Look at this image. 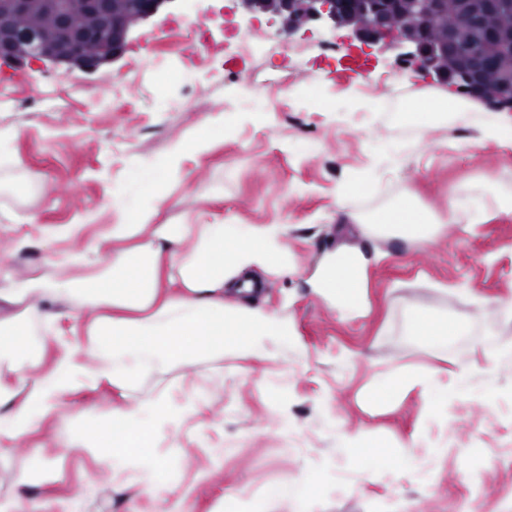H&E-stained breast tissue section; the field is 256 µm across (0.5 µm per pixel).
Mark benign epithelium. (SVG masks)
Wrapping results in <instances>:
<instances>
[{
    "instance_id": "obj_1",
    "label": "benign epithelium",
    "mask_w": 512,
    "mask_h": 512,
    "mask_svg": "<svg viewBox=\"0 0 512 512\" xmlns=\"http://www.w3.org/2000/svg\"><path fill=\"white\" fill-rule=\"evenodd\" d=\"M176 0H130L126 15L114 13V0H0V60L16 59L14 43L19 37L34 40L22 30L19 20L36 4L54 17L56 41L37 49L30 58L50 62L59 68L78 66L95 70L119 59L135 27L151 20L160 11L174 7ZM246 16L268 15L280 22L289 36L312 26L346 29L349 40L362 48L395 51L396 59L424 76L479 98L481 76L492 65L482 51L466 52L458 39V29H480L484 38L504 54L512 53V28L487 29L486 20L512 10V0H457L456 23L440 38L432 35V24L445 0H237ZM81 10L93 24L76 28L71 22L74 9ZM455 54L459 66L452 72L440 64Z\"/></svg>"
}]
</instances>
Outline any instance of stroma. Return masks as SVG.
Returning <instances> with one entry per match:
<instances>
[{
  "label": "stroma",
  "mask_w": 512,
  "mask_h": 512,
  "mask_svg": "<svg viewBox=\"0 0 512 512\" xmlns=\"http://www.w3.org/2000/svg\"><path fill=\"white\" fill-rule=\"evenodd\" d=\"M278 29L268 16H241L234 0H183L140 25L122 57L96 70L26 58L0 64V89L28 103L0 111V278L92 275L82 266L53 272L45 250L17 241L93 212L95 224L63 243L83 251L115 220L113 187L219 123L224 131L210 148L186 152L163 184L167 200L154 223L284 224L294 268L265 276L258 297L292 319L286 359L228 354L190 368L208 391L210 406L195 417L207 429L175 438L179 469L165 498L99 480L93 457L53 444L47 428L0 464V500L14 493L12 464L43 450L61 465L54 482L36 477L28 487L39 512L62 501L78 512H172L182 498L191 512H248L255 503L281 512L272 490L302 478L320 492L299 512H512V365L489 362L485 346L489 336L512 343V208L501 199L512 142L486 139L472 119L442 118L422 135L399 124L396 113L441 103L446 85L397 64L392 52L350 49L347 31L300 32L272 58L240 51L247 32ZM157 64L194 69V94L154 83ZM388 143L403 148L398 167L383 156ZM366 180L373 189L355 191ZM404 200L446 220L432 242L415 247L368 230ZM476 204L482 222L470 231ZM335 251L370 257L362 308L349 316L310 286ZM422 314L455 322L467 350L421 344L408 328ZM468 366L476 393L456 399L446 418L425 420L416 388L370 396L391 376L422 370L449 388ZM416 437L445 448L423 453L418 472L401 460L359 458L362 443L389 455ZM217 445L224 462L213 470ZM204 469L208 477L197 480Z\"/></svg>",
  "instance_id": "35a3bbf8"
}]
</instances>
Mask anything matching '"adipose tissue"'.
<instances>
[{
	"label": "adipose tissue",
	"mask_w": 512,
	"mask_h": 512,
	"mask_svg": "<svg viewBox=\"0 0 512 512\" xmlns=\"http://www.w3.org/2000/svg\"><path fill=\"white\" fill-rule=\"evenodd\" d=\"M214 135L211 128L199 129L191 143H175L165 160L144 165L133 186L113 191L116 220L84 253L55 251L51 239L43 240L49 265H96L99 273L76 281L42 276L0 289V300L22 307L20 313L0 317V404L10 405L0 414V460L9 455L7 443L59 418L64 425L55 442L96 455L110 483L162 496L171 489L166 475L176 460L158 452L156 438L176 435L208 404L207 396L193 388L180 406H170L171 369L228 353L275 362L288 349L292 322L287 313L249 301L256 293L255 271L288 272L284 225L151 221L166 200L161 185L176 175L186 148L204 152ZM443 226L406 203L378 220L380 236L398 231L415 245L431 242ZM132 238L135 247L105 260V243ZM367 263L357 254L344 268L339 255H328L311 285L342 313H356ZM230 289L242 296L232 307L224 303ZM80 328L85 331L81 340L75 337ZM51 345L56 353L49 358L45 352ZM103 384L121 390L125 402L92 424L73 412L67 399ZM414 387L421 388L431 419L447 412L449 394H473L469 376H457L450 393L427 372L395 376L389 393ZM35 475L54 480V462L41 454L16 469L20 493L1 500L0 512H26L22 490Z\"/></svg>",
	"instance_id": "adipose-tissue-1"
}]
</instances>
